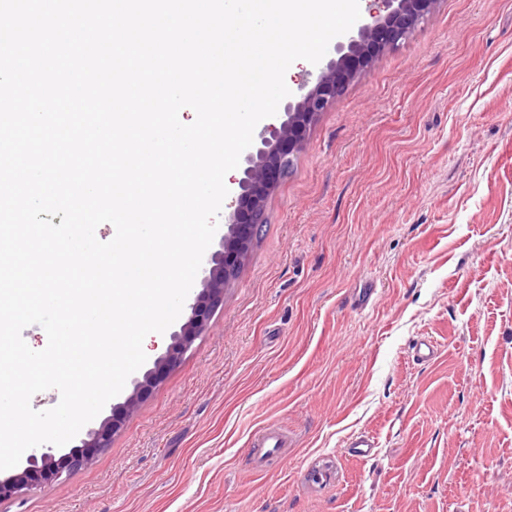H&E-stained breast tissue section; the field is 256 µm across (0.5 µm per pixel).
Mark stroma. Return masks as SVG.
Listing matches in <instances>:
<instances>
[{"instance_id": "obj_1", "label": "stroma", "mask_w": 512, "mask_h": 512, "mask_svg": "<svg viewBox=\"0 0 512 512\" xmlns=\"http://www.w3.org/2000/svg\"><path fill=\"white\" fill-rule=\"evenodd\" d=\"M266 218L110 448L0 512H512V0H438L306 130ZM269 424L288 446L261 462Z\"/></svg>"}]
</instances>
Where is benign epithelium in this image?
Segmentation results:
<instances>
[{"label":"benign epithelium","mask_w":512,"mask_h":512,"mask_svg":"<svg viewBox=\"0 0 512 512\" xmlns=\"http://www.w3.org/2000/svg\"><path fill=\"white\" fill-rule=\"evenodd\" d=\"M386 13H374L347 43L336 46V58L318 74L314 85L296 102L285 105L284 115L267 124L259 144L244 158L243 176L238 179L236 207L225 225L224 236L199 270L200 291L188 305V315L171 334V343L142 376L132 380L131 393L112 406L111 414L89 428L78 444L56 455L48 450L33 453L14 474L0 478V503L14 501L30 488L58 480L93 463L97 454L110 446L112 437L141 400L177 366L194 340L206 329L224 288L236 276L242 255L258 225L265 223V201L284 175L286 166L302 146L304 132L319 115L341 96L355 76L375 55L398 44L432 11L437 0H382Z\"/></svg>","instance_id":"7a95c632"}]
</instances>
